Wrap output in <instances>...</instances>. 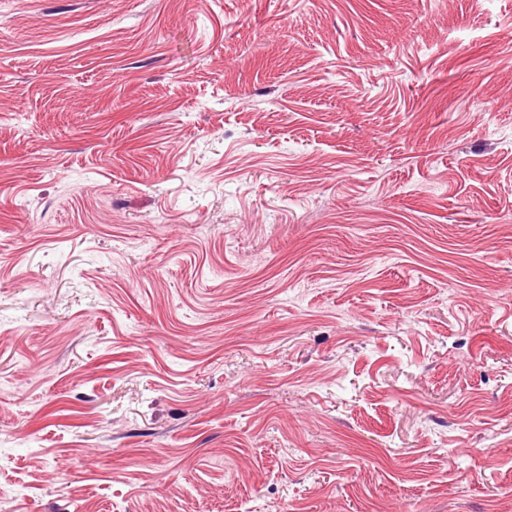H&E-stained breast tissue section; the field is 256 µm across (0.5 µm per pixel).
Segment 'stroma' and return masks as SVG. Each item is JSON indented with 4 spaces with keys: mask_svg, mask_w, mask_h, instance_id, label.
Instances as JSON below:
<instances>
[{
    "mask_svg": "<svg viewBox=\"0 0 512 512\" xmlns=\"http://www.w3.org/2000/svg\"><path fill=\"white\" fill-rule=\"evenodd\" d=\"M0 512H512V0H0Z\"/></svg>",
    "mask_w": 512,
    "mask_h": 512,
    "instance_id": "obj_1",
    "label": "stroma"
}]
</instances>
